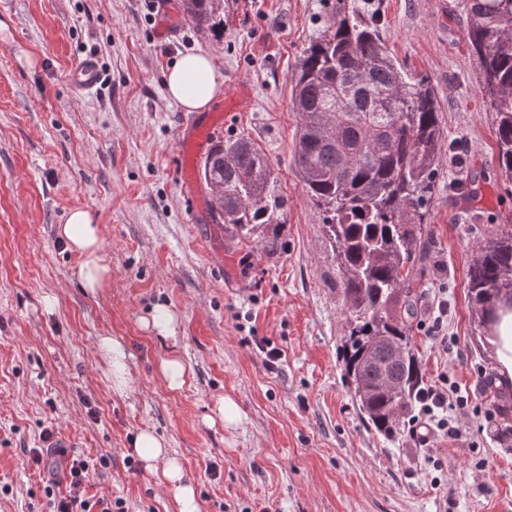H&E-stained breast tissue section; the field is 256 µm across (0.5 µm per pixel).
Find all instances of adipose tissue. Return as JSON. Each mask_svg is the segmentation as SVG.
<instances>
[{"instance_id":"1","label":"adipose tissue","mask_w":512,"mask_h":512,"mask_svg":"<svg viewBox=\"0 0 512 512\" xmlns=\"http://www.w3.org/2000/svg\"><path fill=\"white\" fill-rule=\"evenodd\" d=\"M165 86L167 97L189 112L208 110L223 90L214 57L208 52L188 54L175 61L165 75ZM56 233L81 258L76 272L80 287L91 294L110 287L111 271L103 256L101 227L94 213L81 208L71 210ZM97 352L108 365L107 378L113 393L126 395L131 376L123 344L102 336L97 341ZM134 446L146 469L173 490L178 512H200L192 481L181 462L169 453L165 440L144 429L136 435Z\"/></svg>"}]
</instances>
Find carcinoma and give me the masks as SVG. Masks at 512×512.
Returning <instances> with one entry per match:
<instances>
[{
	"label": "carcinoma",
	"mask_w": 512,
	"mask_h": 512,
	"mask_svg": "<svg viewBox=\"0 0 512 512\" xmlns=\"http://www.w3.org/2000/svg\"><path fill=\"white\" fill-rule=\"evenodd\" d=\"M221 0H191L184 17L196 30L224 36ZM466 38L494 114L501 174L512 182V0H467ZM298 112L293 163L336 255L349 309L346 375L367 423L391 438L417 402L423 377L409 340L415 285L428 261L427 214L445 141L432 85L391 57L378 30L348 15L303 52L292 91ZM224 232L248 239L271 230L277 249L288 199L269 158L244 138L215 142L201 167ZM479 325L512 301V226L480 242L468 269ZM494 438L512 448V397L490 402Z\"/></svg>",
	"instance_id": "cac0c4a2"
}]
</instances>
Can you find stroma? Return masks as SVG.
Wrapping results in <instances>:
<instances>
[{"label": "stroma", "mask_w": 512, "mask_h": 512, "mask_svg": "<svg viewBox=\"0 0 512 512\" xmlns=\"http://www.w3.org/2000/svg\"><path fill=\"white\" fill-rule=\"evenodd\" d=\"M224 36L198 34L181 0H12L0 11V512H49L41 433L107 466L89 497L127 512H177L157 477L126 459L142 429L163 436L192 478L201 512H512V449L497 447L484 373L496 366L471 306L467 271L490 225H512L494 159V115L466 40L465 0H224ZM376 21L387 48L435 90L451 146L427 216L432 255L410 329L425 385L448 380L462 435L419 446L364 423L345 376L347 306L336 259L292 155L291 92L302 51L340 14ZM211 52L223 82L215 137H245L276 168L288 199L277 250L265 232L231 240L203 182L179 184L186 111L165 95L181 56ZM97 60L100 82L67 77ZM95 213L112 286L84 292L80 257L56 234L69 210ZM174 337L146 328L156 306ZM443 319V339L429 332ZM119 339L134 378L112 393L98 337ZM281 349L267 369L255 338ZM177 355L181 390L159 366ZM244 414L215 421L221 399ZM465 407H458V400Z\"/></svg>", "instance_id": "1"}]
</instances>
